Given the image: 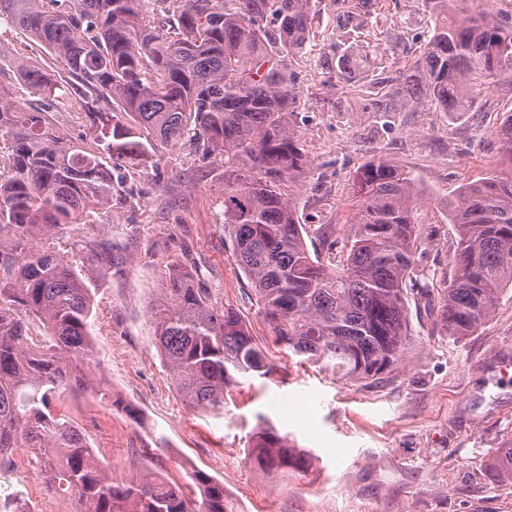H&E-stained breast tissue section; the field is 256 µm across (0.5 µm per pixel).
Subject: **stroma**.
Wrapping results in <instances>:
<instances>
[{
    "label": "stroma",
    "instance_id": "1",
    "mask_svg": "<svg viewBox=\"0 0 512 512\" xmlns=\"http://www.w3.org/2000/svg\"><path fill=\"white\" fill-rule=\"evenodd\" d=\"M313 34L285 58L300 104L290 118L310 165L292 184L308 231L344 235L352 218L355 172L373 155L408 166L424 207L417 265L439 287L457 240L448 201L461 184L497 164V129L512 113V88L484 85L478 112L451 115L430 105L377 111L385 80L409 69L434 26L426 0H313ZM348 79L336 77L340 56ZM21 60L56 72L66 64L20 30L0 22V83L17 102H33L10 71ZM132 189L112 209L70 225L59 245L76 263L99 244L108 257L94 267L90 341L96 372L112 391L63 395L72 421L95 417L111 453L114 482L150 468L194 490L201 470L224 484L235 512H512V480L491 464L512 439V291L472 335L448 336L437 313L411 302V344L404 364L370 385L340 382L298 364L274 345L250 284L235 262L218 202L221 162L193 145L157 147L145 165L113 171ZM184 257L217 306L236 311L268 347L272 378H241L221 413L186 406L155 344L151 302L168 262ZM292 434L318 460L305 473L264 472L248 458L262 418Z\"/></svg>",
    "mask_w": 512,
    "mask_h": 512
}]
</instances>
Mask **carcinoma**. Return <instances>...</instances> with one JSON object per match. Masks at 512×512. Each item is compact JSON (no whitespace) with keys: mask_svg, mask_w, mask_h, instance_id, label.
<instances>
[{"mask_svg":"<svg viewBox=\"0 0 512 512\" xmlns=\"http://www.w3.org/2000/svg\"><path fill=\"white\" fill-rule=\"evenodd\" d=\"M0 0L5 19L63 59L68 75L23 62L21 82L43 106L18 110L0 83V468L19 448L73 498L78 512H234L224 483L196 471L200 498L152 475L115 483L62 413L67 391L92 383V276L39 239H59L125 194L120 162L188 138L224 162V231L271 325L301 365L345 383L374 382L403 365L411 342L408 292L437 304L441 329L469 336L512 290V114L498 130L500 165L448 202L457 242L443 287L421 284L415 255L423 202L405 167L375 155L356 171L348 233L305 225L281 185L309 159L289 117L291 73L275 58L300 53L312 0ZM432 36L415 70L390 84L393 102L478 112L475 84L512 85V0H429ZM84 118L71 139L48 118L58 102ZM151 304L156 346L182 399L224 408L240 377L269 378L265 347L232 309L173 258ZM249 457L267 471L311 469L314 455L268 424ZM512 478V439L494 464Z\"/></svg>","mask_w":512,"mask_h":512,"instance_id":"1","label":"carcinoma"}]
</instances>
